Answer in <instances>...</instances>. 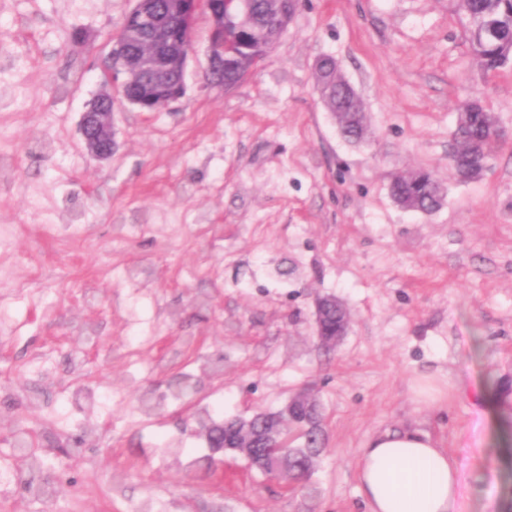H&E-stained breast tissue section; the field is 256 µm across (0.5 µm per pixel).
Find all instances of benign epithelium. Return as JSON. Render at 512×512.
Masks as SVG:
<instances>
[{
    "mask_svg": "<svg viewBox=\"0 0 512 512\" xmlns=\"http://www.w3.org/2000/svg\"><path fill=\"white\" fill-rule=\"evenodd\" d=\"M172 12L177 16L178 23L170 26L163 15L157 13L145 0H135L134 7L127 13L123 29L145 38L141 51L143 55L157 62H165L172 57L179 59L181 66H186L187 59L193 51V45L185 42L184 33L194 31L197 19L205 14L210 23V35L207 54L206 74L224 70V0H176ZM469 35L471 41L479 44L494 35L493 24L484 20L473 23ZM131 65L128 60V45L122 39H117L116 47L112 50L109 66L110 80L130 81ZM348 93L349 115H363V105L360 97L348 81H343ZM185 94V82L179 80L167 84L162 80L156 81L151 91L139 97H124L128 103L137 106L144 112H161L172 103L181 99ZM112 94L103 90L95 95L81 114L80 132L87 152L97 160L112 158L116 148L112 126V112L98 110L101 98H110ZM335 113L336 121L347 115ZM324 300L315 303L316 338L325 348H334L339 342L336 335H327L322 331ZM318 405L310 389L301 388L287 400L284 405L265 423V443L267 451L261 458L263 471L270 478L283 479L289 485L300 484L305 476L298 468L290 449L284 447L289 430L295 428L297 417L302 410H308ZM202 435L208 446L210 463L224 465V458L240 456L252 464L254 455V429L249 421L242 420L235 427L232 435L225 442L217 441L207 430Z\"/></svg>",
    "mask_w": 512,
    "mask_h": 512,
    "instance_id": "obj_1",
    "label": "benign epithelium"
}]
</instances>
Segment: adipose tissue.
<instances>
[{
    "label": "adipose tissue",
    "mask_w": 512,
    "mask_h": 512,
    "mask_svg": "<svg viewBox=\"0 0 512 512\" xmlns=\"http://www.w3.org/2000/svg\"><path fill=\"white\" fill-rule=\"evenodd\" d=\"M356 471L368 512H460V464L425 431L375 434Z\"/></svg>",
    "instance_id": "ef3b65f1"
}]
</instances>
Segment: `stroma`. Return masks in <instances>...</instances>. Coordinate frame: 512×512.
<instances>
[{"label": "stroma", "instance_id": "stroma-1", "mask_svg": "<svg viewBox=\"0 0 512 512\" xmlns=\"http://www.w3.org/2000/svg\"><path fill=\"white\" fill-rule=\"evenodd\" d=\"M133 0H0V453L33 430L34 496L0 512H364L354 459L374 434L429 433L462 464L460 512H512V65L472 56L448 0H302L267 59L208 86L199 17L184 97L112 102L117 147L93 160L79 120ZM336 59L367 138L339 134L315 65ZM509 133L486 173L448 163L458 105ZM439 181L430 215L389 185ZM333 296L350 329L314 335ZM193 396L171 389L180 374ZM447 377L419 403L415 380ZM318 396L325 450L303 487L187 472L196 414Z\"/></svg>", "mask_w": 512, "mask_h": 512}]
</instances>
